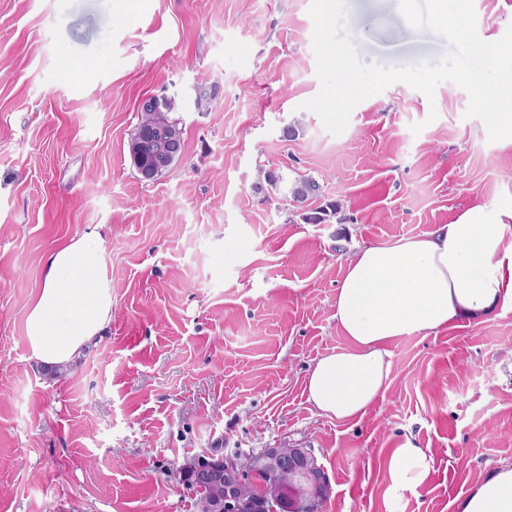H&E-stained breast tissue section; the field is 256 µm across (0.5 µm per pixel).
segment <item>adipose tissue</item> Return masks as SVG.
I'll use <instances>...</instances> for the list:
<instances>
[{"instance_id":"adipose-tissue-1","label":"adipose tissue","mask_w":512,"mask_h":512,"mask_svg":"<svg viewBox=\"0 0 512 512\" xmlns=\"http://www.w3.org/2000/svg\"><path fill=\"white\" fill-rule=\"evenodd\" d=\"M42 278L26 312L30 359L62 368L112 321L102 233L50 250ZM498 306L512 307V205L475 206L432 231L389 245L362 244L347 260L333 304L347 344L309 371L307 400L336 420L361 418L390 385L395 341L437 334ZM427 467L426 451L405 438L392 455V489L421 484ZM462 512H512V468L478 483Z\"/></svg>"}]
</instances>
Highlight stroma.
<instances>
[{
    "label": "stroma",
    "instance_id": "1",
    "mask_svg": "<svg viewBox=\"0 0 512 512\" xmlns=\"http://www.w3.org/2000/svg\"><path fill=\"white\" fill-rule=\"evenodd\" d=\"M311 3L139 0L127 15L121 0H0V512H197L199 462L283 446L327 473L321 512H461L512 466V310L396 341L390 386L359 419L306 400L312 366L345 344L333 303L358 244L512 200V143L488 140L453 82L430 97L393 83L328 133L303 107L321 88ZM474 6L483 40L512 25V0ZM347 9L364 62L448 50L399 0ZM199 85L214 96L198 107ZM152 96L182 101L183 150L146 180L127 139ZM267 171L280 185L256 191ZM301 178L320 191L298 203ZM315 208L326 223L304 222ZM98 230L109 330L46 372L25 341L42 259ZM407 436L429 469L394 498Z\"/></svg>",
    "mask_w": 512,
    "mask_h": 512
}]
</instances>
